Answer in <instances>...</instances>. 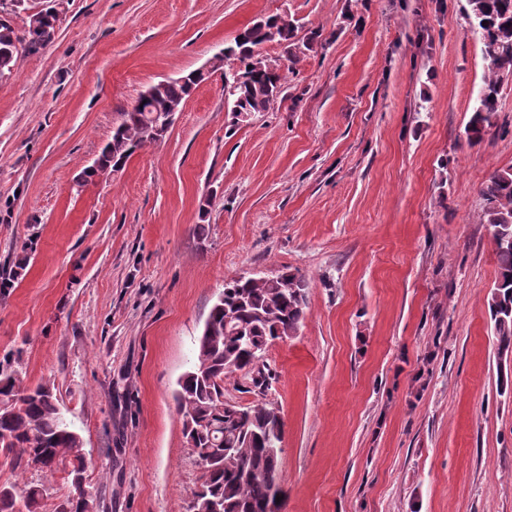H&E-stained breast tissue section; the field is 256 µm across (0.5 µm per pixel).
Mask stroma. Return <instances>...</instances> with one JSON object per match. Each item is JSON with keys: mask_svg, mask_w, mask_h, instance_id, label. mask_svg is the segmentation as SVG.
Here are the masks:
<instances>
[{"mask_svg": "<svg viewBox=\"0 0 512 512\" xmlns=\"http://www.w3.org/2000/svg\"><path fill=\"white\" fill-rule=\"evenodd\" d=\"M465 0H64L57 33L0 81V361L53 382L96 512H187L201 470L173 393L226 282L302 274L296 335L226 398L285 421L283 512H512V354L486 297L480 221L512 130L468 143L482 85ZM285 80L229 111L222 70L158 142L77 181L150 85L245 27ZM41 483L45 512L62 476Z\"/></svg>", "mask_w": 512, "mask_h": 512, "instance_id": "obj_1", "label": "stroma"}]
</instances>
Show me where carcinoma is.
I'll list each match as a JSON object with an SVG mask.
<instances>
[{
	"label": "carcinoma",
	"mask_w": 512,
	"mask_h": 512,
	"mask_svg": "<svg viewBox=\"0 0 512 512\" xmlns=\"http://www.w3.org/2000/svg\"><path fill=\"white\" fill-rule=\"evenodd\" d=\"M15 0H0V79L10 75L25 54L53 42L59 12L27 16L23 31L10 20ZM465 19L482 44L483 86L469 120V141H479L497 127L498 95L512 74V0H466ZM288 18L271 16L245 28L224 47V57L239 67L224 72V94L231 111H269L282 92V75L259 56L256 47L293 38ZM205 79L188 73L159 86L155 95L124 113V119L101 149L98 169L83 172L85 182L97 170L121 168L135 150L160 140L163 116L181 111ZM481 223L494 232L497 275L487 295L493 334L500 350H512V170L496 171L480 192ZM306 281L283 272L275 276L243 275L224 284L197 339L195 360L178 381L175 401L182 432L202 470L200 490L188 512H280L284 496L280 459L284 420L278 407L263 399L247 406L224 403V377L252 375L253 386L266 385L263 358L269 347L293 336L305 318ZM0 452L13 456L14 467L38 456L42 472L65 475L73 488L55 512H82L93 500L83 483L86 459L82 438L65 420L55 385L28 384L8 364L0 363ZM45 489L0 484V512H42Z\"/></svg>",
	"instance_id": "obj_1"
}]
</instances>
